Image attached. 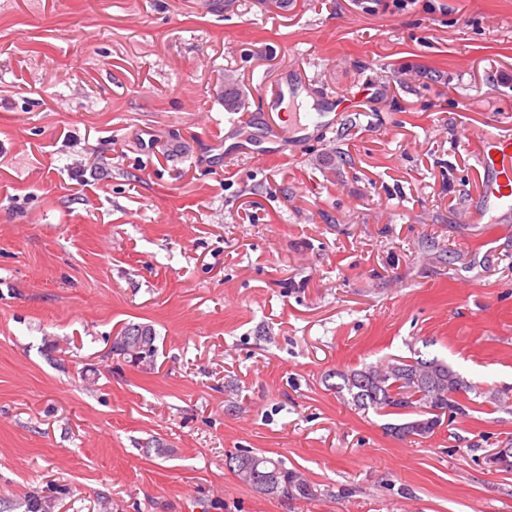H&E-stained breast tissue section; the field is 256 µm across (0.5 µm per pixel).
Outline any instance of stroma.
Here are the masks:
<instances>
[{
  "label": "stroma",
  "mask_w": 512,
  "mask_h": 512,
  "mask_svg": "<svg viewBox=\"0 0 512 512\" xmlns=\"http://www.w3.org/2000/svg\"><path fill=\"white\" fill-rule=\"evenodd\" d=\"M294 69L296 152L261 128ZM509 131L512 0H0V512H512V412L401 440L325 383L417 352L512 389V215L471 219ZM267 466L268 471L274 470L268 479L253 480L246 478V473L254 464ZM229 468L243 483L251 487L258 494L277 498L285 496L287 499H309L313 497L314 488L297 470L286 468L281 461L274 460L263 454H236L231 455L228 461Z\"/></svg>",
  "instance_id": "obj_1"
}]
</instances>
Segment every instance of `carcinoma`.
<instances>
[{"instance_id": "carcinoma-1", "label": "carcinoma", "mask_w": 512, "mask_h": 512, "mask_svg": "<svg viewBox=\"0 0 512 512\" xmlns=\"http://www.w3.org/2000/svg\"><path fill=\"white\" fill-rule=\"evenodd\" d=\"M329 377L340 379L332 384L339 396H349L358 410H371L388 419L384 429L401 440L431 437L445 419L469 415L480 404V397L499 408L507 407L509 400L503 390H478L454 366L437 357L396 358L333 372ZM228 466L261 495L291 500L314 496L313 486L298 471L263 454L232 455Z\"/></svg>"}]
</instances>
